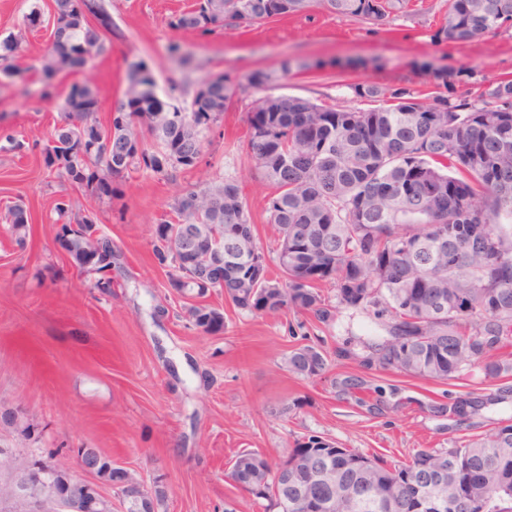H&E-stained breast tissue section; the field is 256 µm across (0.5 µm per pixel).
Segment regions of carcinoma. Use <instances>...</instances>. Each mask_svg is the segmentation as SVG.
<instances>
[{"mask_svg": "<svg viewBox=\"0 0 512 512\" xmlns=\"http://www.w3.org/2000/svg\"><path fill=\"white\" fill-rule=\"evenodd\" d=\"M410 0H194L173 14V29L210 34L262 26L320 9L358 19L383 31L403 16L429 28L437 43L463 44L512 29V0H445L439 24L408 12ZM51 43L38 69L39 97L55 94L59 75L79 73L70 85L59 125L43 146L28 145L0 128V140L23 152L39 148L44 167L70 188L100 202L120 196L119 185L132 171L170 179L200 161L208 133L224 112L251 89L275 76L256 68L239 81L229 73L204 80L190 108L178 104L183 77H169L163 99L149 63L124 59L127 85L112 102L102 124L92 62L112 52L117 29L108 0H53ZM22 35L0 40V73H16L12 60ZM379 59L308 60L285 58L281 74L342 72ZM434 70L431 102L424 104L405 84L363 82L349 85L373 103L368 109H337L309 98L267 95L252 101L247 146L259 180L269 189L266 211L279 231L276 266L270 275L256 224L242 189L233 180L196 184L183 190L170 212L156 220L154 255L169 268L168 288L180 296L196 293L188 308L193 325L204 332L224 327V311L203 298L224 294L232 307L252 314L305 313L325 327L339 308L388 316L387 336L368 342L362 362L378 371L445 382L476 366L484 381L512 374L501 351L512 346V78L489 85L477 99L460 93L456 82ZM62 224L55 243L79 272L94 276L92 287L112 294V238L101 233L98 212L75 209L71 198L55 206ZM17 245L32 244L31 213L23 204L8 214ZM331 285L337 303L322 294ZM288 371L306 379L324 374L328 353L299 345L287 359ZM478 403L468 394L435 407L460 418ZM0 421L30 437L33 425L13 414ZM78 462L107 483L125 484L126 512H158L167 490L150 489L128 470L116 469L94 448H80ZM336 469V496L313 473ZM68 459L0 451V512H59L46 490L55 476L59 493L79 497L84 512H112L100 496L67 483L57 474ZM30 474L28 499L14 497V483ZM288 472L282 487L281 472ZM227 478L234 487L265 499L279 512H435L430 492L448 480L441 512H512V425L455 448H424L411 461L390 464L353 448H339L318 435L296 442L288 457L271 463L253 450L232 460Z\"/></svg>", "mask_w": 512, "mask_h": 512, "instance_id": "carcinoma-1", "label": "carcinoma"}]
</instances>
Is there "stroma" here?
I'll list each match as a JSON object with an SVG mask.
<instances>
[{
	"mask_svg": "<svg viewBox=\"0 0 512 512\" xmlns=\"http://www.w3.org/2000/svg\"><path fill=\"white\" fill-rule=\"evenodd\" d=\"M30 3L0 0V39L24 35L16 58L19 75H0V127L43 141L58 124L61 102L36 94L35 66L51 28L25 30ZM191 5L192 0H112L120 35L111 53L93 62L100 121H108L125 84V55L145 58L159 92H166L175 68L167 52L173 43L193 53L195 83L225 71L241 78L256 68L275 71L287 56L382 58L386 67L380 71L301 73L278 78L268 89L344 108L361 107L349 86L363 81L402 80L421 102H429L434 74L417 67L426 60L453 76L475 73V81L458 85L471 97L512 77V31L467 45H437L426 28L402 18L375 32L319 9L206 35L170 28V16ZM247 121L246 103H237L214 128L196 168L170 180L130 173L120 198L109 205L72 194L39 155L0 149V413L19 412L35 429L26 438L0 424V448L71 455L98 449L144 484L162 477L168 497L159 512H224L229 505L236 512H265L264 500L236 489L226 477L241 450L279 461L296 439L321 435L402 464L419 449L461 446L512 424V394L464 420L432 413V405L486 391L479 368L440 383L362 366L364 341L385 334L382 319L370 311L341 310L324 329L304 314L235 309L213 292L206 301L223 309V329L205 333L192 324L184 299L167 288L166 268L154 259V220L185 188L231 179L243 190L260 245L274 253L279 234L268 222V190L246 149ZM67 194L77 207L95 206L101 213L99 228L117 253L111 294L93 289L91 276L78 273L55 244L54 206ZM18 200L32 215L34 244L25 250L3 221L7 206ZM319 342L332 354L327 371L314 379L291 374L289 351ZM347 379L363 381L364 394L345 391Z\"/></svg>",
	"mask_w": 512,
	"mask_h": 512,
	"instance_id": "35a3bbf8",
	"label": "stroma"
}]
</instances>
